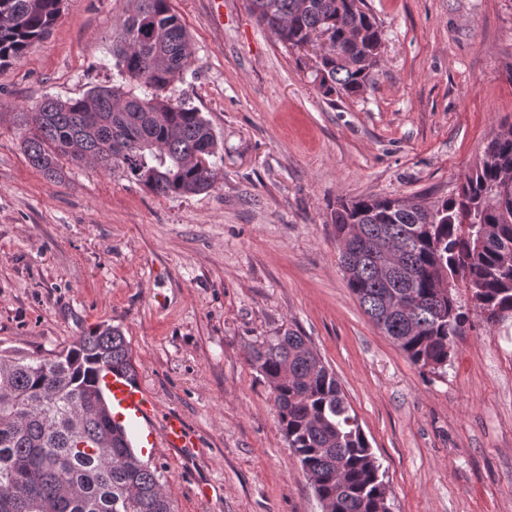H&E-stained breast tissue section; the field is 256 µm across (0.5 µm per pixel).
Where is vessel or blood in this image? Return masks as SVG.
Instances as JSON below:
<instances>
[{
  "instance_id": "1",
  "label": "vessel or blood",
  "mask_w": 512,
  "mask_h": 512,
  "mask_svg": "<svg viewBox=\"0 0 512 512\" xmlns=\"http://www.w3.org/2000/svg\"><path fill=\"white\" fill-rule=\"evenodd\" d=\"M98 384L106 394L114 430L138 457H153L162 446L174 450L196 447V440L179 416L155 424L154 398L138 377L105 370L100 372Z\"/></svg>"
}]
</instances>
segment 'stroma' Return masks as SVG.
I'll return each instance as SVG.
<instances>
[{"instance_id":"1","label":"stroma","mask_w":512,"mask_h":512,"mask_svg":"<svg viewBox=\"0 0 512 512\" xmlns=\"http://www.w3.org/2000/svg\"><path fill=\"white\" fill-rule=\"evenodd\" d=\"M375 82L325 96L313 51L282 46L250 0H170L191 64L165 94L218 141L207 191L149 193L121 167L21 148L20 112L112 83L130 0H63L0 67V352L48 357L119 328L156 402L199 442L159 448L175 512H321L280 431L253 345L293 327L332 368L384 470L393 512H512V326L472 313L444 372L412 364L340 267L338 199L455 194L512 127V0H366ZM210 485L202 495V485Z\"/></svg>"}]
</instances>
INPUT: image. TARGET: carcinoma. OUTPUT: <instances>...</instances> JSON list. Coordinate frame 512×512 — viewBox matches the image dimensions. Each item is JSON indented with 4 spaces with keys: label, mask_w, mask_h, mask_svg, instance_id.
Here are the masks:
<instances>
[{
    "label": "carcinoma",
    "mask_w": 512,
    "mask_h": 512,
    "mask_svg": "<svg viewBox=\"0 0 512 512\" xmlns=\"http://www.w3.org/2000/svg\"><path fill=\"white\" fill-rule=\"evenodd\" d=\"M281 19L287 49L328 33L319 60L323 94L353 96L374 80L381 31L355 0H250ZM112 47L116 83L78 99L48 97L20 115L29 163L48 176L63 157L77 165L119 164L158 196H185L216 182L193 155L217 153L210 122L163 93L191 63L189 37L169 0H134ZM62 0H0V65L21 58L60 17ZM512 135L491 140L455 195L431 207L398 197L340 200L331 212L347 286L373 324L414 365L438 373L469 322L442 277L475 290L473 309L512 311ZM389 244L373 257L363 242ZM411 311L387 312L393 300ZM252 364L275 393L278 423L325 512H379L384 474L336 374L291 327L251 349ZM135 371L114 327L80 337L52 358L0 355V512H174L164 475L112 431L102 369Z\"/></svg>",
    "instance_id": "carcinoma-1"
}]
</instances>
